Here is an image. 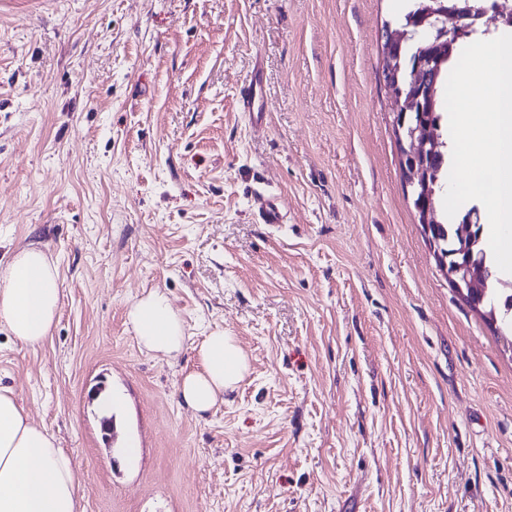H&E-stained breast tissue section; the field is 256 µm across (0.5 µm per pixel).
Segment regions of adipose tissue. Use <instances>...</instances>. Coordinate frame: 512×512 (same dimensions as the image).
<instances>
[{"label": "adipose tissue", "mask_w": 512, "mask_h": 512, "mask_svg": "<svg viewBox=\"0 0 512 512\" xmlns=\"http://www.w3.org/2000/svg\"><path fill=\"white\" fill-rule=\"evenodd\" d=\"M60 297L58 269L41 248L15 249L0 269V320L21 343L35 347L50 337ZM127 317L146 351L173 358L183 350L184 326L165 294L142 296ZM197 356L201 368L184 376L180 391L187 406L206 412L236 389L249 365L220 328L205 336ZM77 487L70 455L47 428L28 421L11 387L0 386V512H79Z\"/></svg>", "instance_id": "obj_1"}]
</instances>
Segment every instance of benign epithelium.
Wrapping results in <instances>:
<instances>
[{"label": "benign epithelium", "instance_id": "1", "mask_svg": "<svg viewBox=\"0 0 512 512\" xmlns=\"http://www.w3.org/2000/svg\"><path fill=\"white\" fill-rule=\"evenodd\" d=\"M408 33L386 31L383 34L382 57L390 56L394 49L407 39ZM441 62L419 58L404 71L402 78L386 80V84L399 100L400 112H422L433 106V93L437 84ZM404 150L403 157L409 158L413 164L405 169L406 182L419 195L418 215L425 231H431L436 223L432 204L434 189L430 180L431 169L427 159L436 150V138L429 123H420L409 130L407 138L400 139ZM463 273L460 280H452V287L467 302L479 295L486 287V280L471 264L458 268Z\"/></svg>", "mask_w": 512, "mask_h": 512}]
</instances>
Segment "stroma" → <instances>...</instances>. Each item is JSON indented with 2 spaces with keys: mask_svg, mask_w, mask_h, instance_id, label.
Segmentation results:
<instances>
[{
  "mask_svg": "<svg viewBox=\"0 0 512 512\" xmlns=\"http://www.w3.org/2000/svg\"><path fill=\"white\" fill-rule=\"evenodd\" d=\"M405 9L0 0V268L41 247L61 290L41 346L0 322V383L71 455L80 512H512V341L402 177L380 51ZM153 290L174 360L127 322ZM215 328L249 370L198 414L179 388ZM239 108L245 112L249 122L255 126L265 123L266 113L270 112L268 95L259 70L250 77L239 92ZM259 221L263 224H280L284 216L279 208L277 199L271 195L259 193L255 197ZM456 272H463V276L460 281L452 279V287L467 303L472 302V298L478 296L482 288H487V280L472 264L463 265ZM127 317L138 344L146 351L173 358L185 347L183 323L165 294L154 291L142 296L130 306Z\"/></svg>",
  "mask_w": 512,
  "mask_h": 512,
  "instance_id": "stroma-1",
  "label": "stroma"
}]
</instances>
